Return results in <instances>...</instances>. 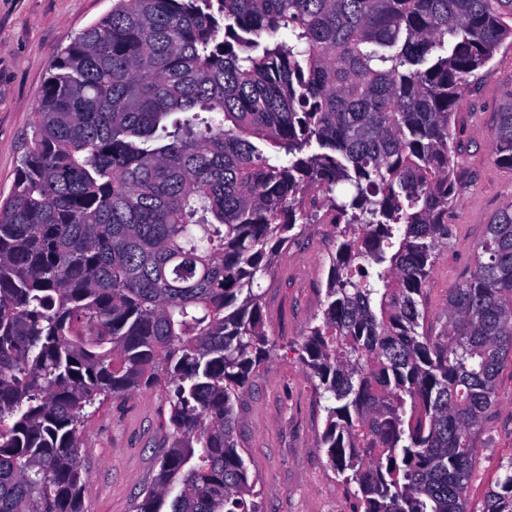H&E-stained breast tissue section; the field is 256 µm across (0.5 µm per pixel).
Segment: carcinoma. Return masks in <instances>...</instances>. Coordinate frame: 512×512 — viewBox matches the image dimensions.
Instances as JSON below:
<instances>
[{"label":"carcinoma","instance_id":"carcinoma-1","mask_svg":"<svg viewBox=\"0 0 512 512\" xmlns=\"http://www.w3.org/2000/svg\"><path fill=\"white\" fill-rule=\"evenodd\" d=\"M512 0H113L58 52L0 201V512H85V410L169 405L135 512H260L234 405L272 352L255 285L298 224L338 228L320 447L356 512H467L472 437L512 357V204L421 290L459 197L452 120ZM512 169V103L498 115ZM482 512H512V458Z\"/></svg>","mask_w":512,"mask_h":512}]
</instances>
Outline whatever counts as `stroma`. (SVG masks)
<instances>
[{
  "instance_id": "obj_1",
  "label": "stroma",
  "mask_w": 512,
  "mask_h": 512,
  "mask_svg": "<svg viewBox=\"0 0 512 512\" xmlns=\"http://www.w3.org/2000/svg\"><path fill=\"white\" fill-rule=\"evenodd\" d=\"M112 8V0H0V198L16 177L39 95L57 51ZM512 100V47L501 49L468 91L454 131L460 199L448 222L452 237L421 294L429 335H443L448 293L469 279L485 226L512 204V170L498 164L493 133ZM336 246L332 224H300L261 281L270 357L257 367L235 406L239 450L261 512H353L354 490L337 480L319 437L325 414L298 347L321 317ZM499 402L475 439L476 465L468 512L512 457V360L497 379ZM169 406L160 394L136 390L89 408L81 434L86 512H134L159 462L161 425Z\"/></svg>"
}]
</instances>
